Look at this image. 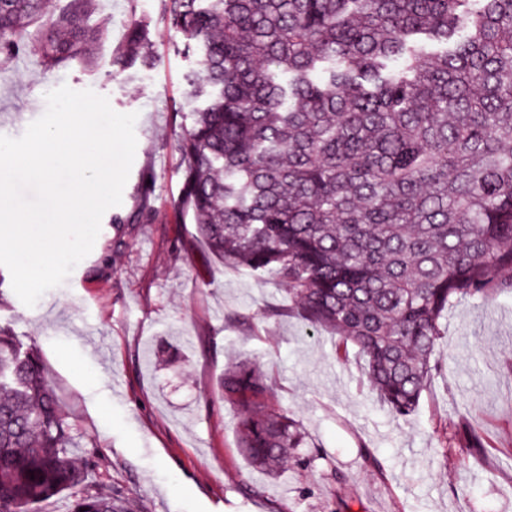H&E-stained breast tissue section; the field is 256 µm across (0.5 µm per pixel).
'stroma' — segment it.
Listing matches in <instances>:
<instances>
[{"mask_svg": "<svg viewBox=\"0 0 512 512\" xmlns=\"http://www.w3.org/2000/svg\"><path fill=\"white\" fill-rule=\"evenodd\" d=\"M89 23L106 33L90 63L49 69L34 51L0 62V135L22 136L60 85L90 89L137 113L134 162L90 254L34 307L0 267V329L39 353L82 445L136 512H512V293L449 309L417 411L392 414L355 348L337 351L336 337L289 313L273 278L224 267L176 218L190 62L160 0H102ZM136 24L152 62L117 69ZM245 357L346 484L318 468L271 479L248 465L219 391L225 366ZM468 426L488 456L447 444Z\"/></svg>", "mask_w": 512, "mask_h": 512, "instance_id": "1", "label": "stroma"}]
</instances>
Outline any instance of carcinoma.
I'll use <instances>...</instances> for the list:
<instances>
[{
  "mask_svg": "<svg viewBox=\"0 0 512 512\" xmlns=\"http://www.w3.org/2000/svg\"><path fill=\"white\" fill-rule=\"evenodd\" d=\"M0 0V58L86 56L97 0ZM197 56L176 211L227 267L286 287L355 347L379 402L416 411L456 301L512 292V0H163ZM132 27L119 64L143 57ZM238 448L275 475L322 460L256 364L224 369ZM477 458L487 444L459 434ZM39 354L0 330V512H133L93 473Z\"/></svg>",
  "mask_w": 512,
  "mask_h": 512,
  "instance_id": "cac0c4a2",
  "label": "carcinoma"
}]
</instances>
